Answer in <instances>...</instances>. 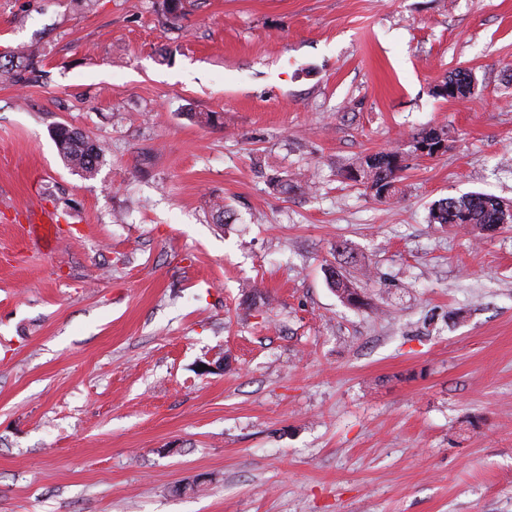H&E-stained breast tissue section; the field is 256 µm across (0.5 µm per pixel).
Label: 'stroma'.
Returning a JSON list of instances; mask_svg holds the SVG:
<instances>
[{"label": "stroma", "mask_w": 512, "mask_h": 512, "mask_svg": "<svg viewBox=\"0 0 512 512\" xmlns=\"http://www.w3.org/2000/svg\"><path fill=\"white\" fill-rule=\"evenodd\" d=\"M471 192L512 207V0H0V512H512V224L431 218ZM56 129L59 132L55 142L63 160L71 168L93 176L103 159L105 148L67 126L59 125ZM396 156L395 152L385 151L367 155L358 166L347 171V178L351 180L353 171H361L363 175L370 177L371 183L366 184L374 191L375 196L380 199L390 198L398 191L395 183L398 181L397 173L401 169L395 165ZM54 217L51 213L35 206L31 209L30 224L25 229V239L40 240L46 246L56 239Z\"/></svg>", "instance_id": "obj_1"}]
</instances>
